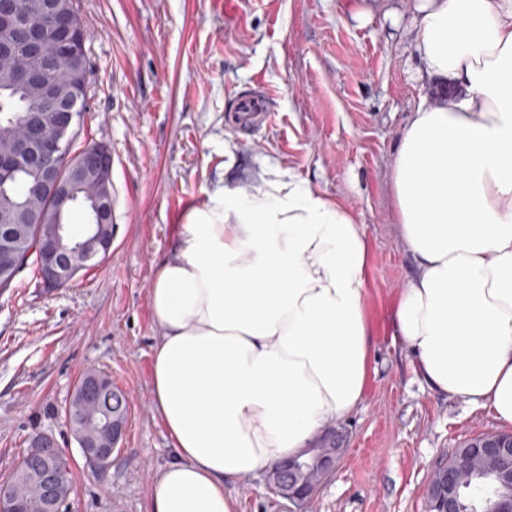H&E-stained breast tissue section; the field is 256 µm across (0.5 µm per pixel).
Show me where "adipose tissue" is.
I'll return each mask as SVG.
<instances>
[{
    "instance_id": "obj_1",
    "label": "adipose tissue",
    "mask_w": 512,
    "mask_h": 512,
    "mask_svg": "<svg viewBox=\"0 0 512 512\" xmlns=\"http://www.w3.org/2000/svg\"><path fill=\"white\" fill-rule=\"evenodd\" d=\"M428 78L393 162L415 275L392 317L420 381L512 427V0H425ZM370 242L349 208L277 172L209 193L149 300L153 403L173 449L151 512H235L227 483L312 447L362 401Z\"/></svg>"
}]
</instances>
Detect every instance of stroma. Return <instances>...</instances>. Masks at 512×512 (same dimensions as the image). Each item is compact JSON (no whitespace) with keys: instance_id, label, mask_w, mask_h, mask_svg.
<instances>
[{"instance_id":"1","label":"stroma","mask_w":512,"mask_h":512,"mask_svg":"<svg viewBox=\"0 0 512 512\" xmlns=\"http://www.w3.org/2000/svg\"><path fill=\"white\" fill-rule=\"evenodd\" d=\"M422 0H74L90 71L75 150L112 155L111 252L61 288L36 263L0 288V478L34 434L53 436L73 473L68 512H149L171 457L152 402L160 333L149 302L179 224L217 185L280 169L353 211L370 240L367 312L376 330L361 403L335 425L345 453L304 512H427L434 470L454 448L502 427L486 409L421 384L391 316L414 274L396 231L393 161L420 98ZM275 118L235 132L227 113L247 87ZM97 370L129 398L118 452L89 467L65 409ZM237 512H292L266 474L230 483Z\"/></svg>"}]
</instances>
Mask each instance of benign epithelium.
<instances>
[{"label":"benign epithelium","instance_id":"obj_1","mask_svg":"<svg viewBox=\"0 0 512 512\" xmlns=\"http://www.w3.org/2000/svg\"><path fill=\"white\" fill-rule=\"evenodd\" d=\"M71 0H0V58L12 57L23 49L37 59L22 75L13 71L0 74V83H20L37 98L49 103L21 117L26 137L0 141V180L15 176L14 170L24 166L37 176L40 196L52 202V211L42 209L39 199L32 198L23 206L0 205L1 224L45 225L38 242L39 274L49 286L60 287L78 272L106 256L113 242L112 197L107 188L112 184V156L103 146L90 148L71 157L66 171L46 164L54 158L76 125L78 114L85 108L84 72L86 65V33L70 7ZM48 15L64 35L55 51L47 50V36L37 18ZM64 54L69 58L67 70L55 72L54 59ZM87 215V225L78 236L67 230L66 216L73 210ZM20 242H0V269L8 272L16 263ZM109 380L89 370L78 380L67 408L68 420L91 422L94 429L77 438L86 461L102 471L112 458L124 432L121 420L105 408L94 405L83 410L80 404L93 401ZM56 444L48 436L36 439L31 454L38 466L20 475V480L33 478L44 490L43 512H60L56 495L67 477L53 465ZM310 459L298 457L288 461V490L282 497L296 505L310 501L323 480L335 469L343 454V441L336 437L334 448H310ZM465 466L442 467L434 471L435 489L439 491L438 512H461L458 489L472 469L478 467L512 480V433L483 435L468 442L460 452Z\"/></svg>","mask_w":512,"mask_h":512}]
</instances>
